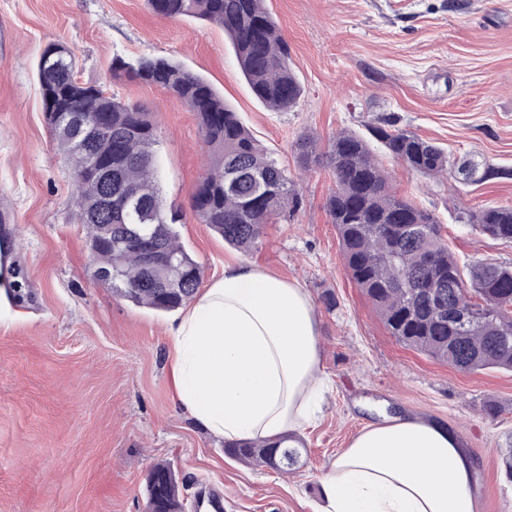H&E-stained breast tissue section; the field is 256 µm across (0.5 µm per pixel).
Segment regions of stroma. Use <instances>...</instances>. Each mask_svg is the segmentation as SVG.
<instances>
[{
  "label": "stroma",
  "mask_w": 512,
  "mask_h": 512,
  "mask_svg": "<svg viewBox=\"0 0 512 512\" xmlns=\"http://www.w3.org/2000/svg\"><path fill=\"white\" fill-rule=\"evenodd\" d=\"M304 87L275 112L250 91L228 37L194 18H163L146 0H0V246L8 248L0 320V512H144L150 468L169 462L185 512L207 494L224 512H314L318 477L379 413L447 423L477 468V512H512L502 457L512 442V371L461 372L391 336L345 266L326 209L327 165L302 172L300 135L328 148L336 132L399 128L457 157L512 169V0H266ZM50 42L76 55L77 78L102 83L113 56H165L203 76L259 144L287 168L302 199L248 252L199 223L191 201L206 153L193 112L164 89L126 81L111 93L155 114L156 175L202 286L245 261L298 280L321 325L332 389L303 451L283 473L248 465L176 403L166 368L174 312L113 295L94 276L76 224L70 165L43 116L36 58ZM396 191L433 211L460 263L512 266V241L475 232L463 210L512 205V176L479 186L435 182L379 157Z\"/></svg>",
  "instance_id": "obj_1"
}]
</instances>
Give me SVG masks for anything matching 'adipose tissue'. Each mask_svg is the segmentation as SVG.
Segmentation results:
<instances>
[{
    "label": "adipose tissue",
    "mask_w": 512,
    "mask_h": 512,
    "mask_svg": "<svg viewBox=\"0 0 512 512\" xmlns=\"http://www.w3.org/2000/svg\"><path fill=\"white\" fill-rule=\"evenodd\" d=\"M319 337L299 282L226 263L169 328L174 397L228 442L303 429L327 390ZM474 474L448 426L398 413L365 425L320 474L316 512H476Z\"/></svg>",
    "instance_id": "1"
}]
</instances>
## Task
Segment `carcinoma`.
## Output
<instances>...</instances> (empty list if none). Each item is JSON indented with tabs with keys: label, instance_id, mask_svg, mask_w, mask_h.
Wrapping results in <instances>:
<instances>
[{
	"label": "carcinoma",
	"instance_id": "1",
	"mask_svg": "<svg viewBox=\"0 0 512 512\" xmlns=\"http://www.w3.org/2000/svg\"><path fill=\"white\" fill-rule=\"evenodd\" d=\"M164 18L191 17L224 29L253 94L267 107H295L304 89L289 64L288 42L271 19L264 0H147ZM75 54L48 43L37 62L47 126L58 151L71 163L76 187L75 221L89 237L99 225H112V242L98 251L96 265L112 272L105 285L136 306L168 311L190 302L200 286L199 263L180 244L176 213L166 209L155 175L157 125L154 113L126 102L102 86L75 77ZM113 84L138 80L156 85L197 114L209 164L193 195L192 208L224 242L246 251L265 225L299 211L295 184L275 157L261 148L230 106L201 76L166 57L115 56L108 69ZM87 112L111 131L109 143L63 127L56 112ZM369 131L395 162L433 180L448 176L465 183L486 180L489 170L383 119ZM303 170L322 161L332 170L334 188L326 203L336 224L345 265L390 331L405 346L463 372L512 370V266L477 262L460 265L448 249L434 213L413 205L393 191L390 176L367 141L346 130L336 133L327 151L309 135L295 144ZM112 186V216L94 223L107 186ZM464 223L493 239L512 241V206L471 210ZM138 224L142 238L176 259L167 276L178 282L174 298L150 286L143 249L123 237L122 226ZM288 438L232 443L225 452L255 466H272L276 452L288 455L286 468L299 451ZM157 464L147 483L145 512H178L183 505L178 479Z\"/></svg>",
	"mask_w": 512,
	"mask_h": 512
}]
</instances>
